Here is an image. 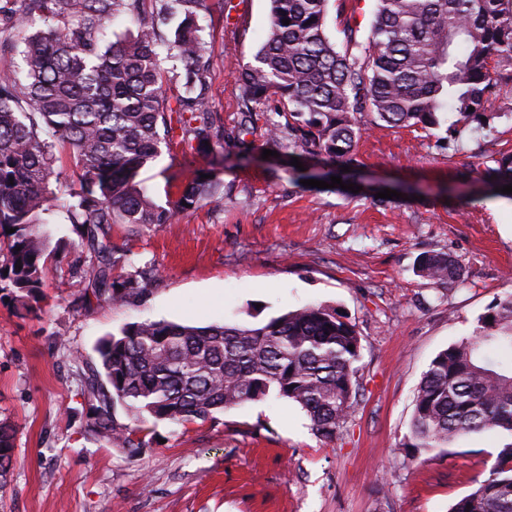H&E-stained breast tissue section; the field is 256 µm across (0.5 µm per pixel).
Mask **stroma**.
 <instances>
[{
    "mask_svg": "<svg viewBox=\"0 0 512 512\" xmlns=\"http://www.w3.org/2000/svg\"><path fill=\"white\" fill-rule=\"evenodd\" d=\"M374 0H330L329 34L366 35ZM209 106L221 147L173 142L137 180L157 204L208 173L222 207L169 224H116L127 263L113 274L145 287L127 303L84 307L72 225L53 224L66 258L48 265L44 298L27 315L0 292V422L15 426V464L0 512H448L494 463L498 441L471 436L406 458L412 403L429 363L469 336L512 293V200L492 195L484 170L512 150V81L487 105L488 123L387 128L364 114L351 168L359 192L299 187L288 154L263 157L257 106L243 132L237 75L269 27V0H224L198 15ZM396 198L381 202L383 189ZM452 255L464 280L416 271L425 253ZM309 304L342 310L360 336L359 395L333 438L299 405L267 398L192 424L160 422L137 457L87 438L82 383L96 344L146 318L253 325Z\"/></svg>",
    "mask_w": 512,
    "mask_h": 512,
    "instance_id": "stroma-1",
    "label": "stroma"
}]
</instances>
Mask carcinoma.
<instances>
[{"instance_id":"carcinoma-1","label":"carcinoma","mask_w":512,"mask_h":512,"mask_svg":"<svg viewBox=\"0 0 512 512\" xmlns=\"http://www.w3.org/2000/svg\"><path fill=\"white\" fill-rule=\"evenodd\" d=\"M9 2L0 16L13 26L36 15L69 23L29 35L22 74L0 73V291L11 289L14 302L30 312L47 264L64 260L48 227L59 141L80 183L59 207L97 259L78 281L83 300L123 303L143 289L112 280L111 225L169 224L224 201L217 179L185 185L165 206L134 181L176 131L199 152L218 137L197 24L208 0H159L161 11L181 17L173 32L143 23L110 46L100 41L107 21L119 14L140 19L145 0ZM329 2L270 0L269 35L239 71L243 111L276 98L267 118L270 150L286 149L302 162L319 157L341 177L333 165L353 163L361 113L390 128L481 125L487 103L512 78L504 72L512 65V0H375L370 35L361 39L349 27L341 45L327 34ZM160 43L184 67L173 107L162 92ZM494 163L487 183L512 184V154ZM418 273L463 281L461 265L445 253L423 254ZM97 353L100 367L83 387L93 406L85 433L133 455L147 445L151 422L205 421L270 396L298 404L328 439L357 403L360 338L335 308L321 304L250 326L133 322L101 338ZM118 406L130 423H117ZM484 433L504 437L495 463L448 512H512V293L478 319L469 337L432 359L414 396L404 447L415 455ZM13 458L14 427L1 423L0 489Z\"/></svg>"}]
</instances>
